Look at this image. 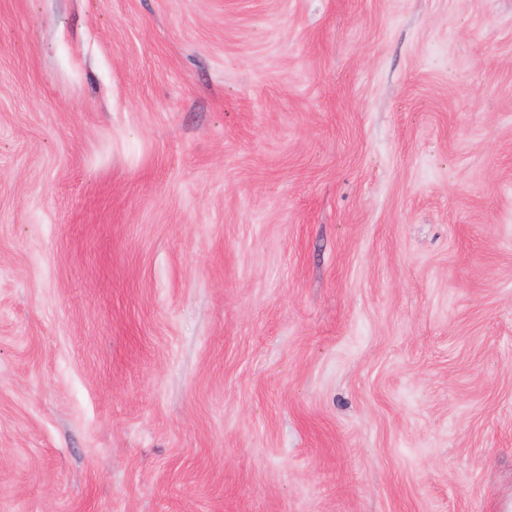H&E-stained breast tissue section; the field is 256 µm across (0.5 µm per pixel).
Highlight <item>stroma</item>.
Returning <instances> with one entry per match:
<instances>
[{
  "mask_svg": "<svg viewBox=\"0 0 512 512\" xmlns=\"http://www.w3.org/2000/svg\"><path fill=\"white\" fill-rule=\"evenodd\" d=\"M0 512H512V0H0Z\"/></svg>",
  "mask_w": 512,
  "mask_h": 512,
  "instance_id": "1",
  "label": "stroma"
}]
</instances>
